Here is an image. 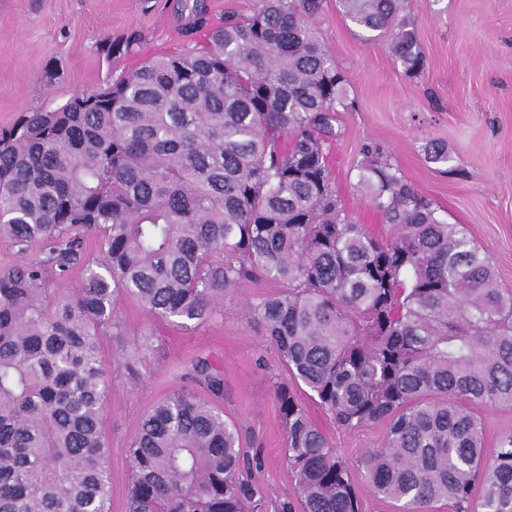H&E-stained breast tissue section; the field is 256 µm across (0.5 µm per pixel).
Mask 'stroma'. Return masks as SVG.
Returning <instances> with one entry per match:
<instances>
[{"label":"stroma","mask_w":512,"mask_h":512,"mask_svg":"<svg viewBox=\"0 0 512 512\" xmlns=\"http://www.w3.org/2000/svg\"><path fill=\"white\" fill-rule=\"evenodd\" d=\"M184 0H0V132L28 112L54 109L73 95L101 90L144 63L206 45L225 16L246 18L261 0H202L206 26L186 31ZM426 67L405 74L386 37L356 27L337 0H321L310 22L346 77L348 110L336 115L328 164L346 211L376 236L389 228L355 165L363 144H379L448 223L464 225L488 257L500 287L512 290V0H405ZM136 35L132 49L105 55L106 41ZM446 145L451 160H426V142ZM268 281L225 292L210 321L179 326L136 299L114 304L118 334L101 351L109 370L103 410L111 493L108 512H125L131 477L128 445L147 411L180 389L200 391L240 430L241 456L265 493L260 512L294 499L275 382L288 373L266 340L251 305L278 292ZM224 379V392L200 390L197 360ZM310 418L350 465L362 512H399L377 496L361 461L382 447L384 424L338 426L307 389L297 392Z\"/></svg>","instance_id":"obj_1"}]
</instances>
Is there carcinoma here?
Here are the masks:
<instances>
[{
  "instance_id": "1",
  "label": "carcinoma",
  "mask_w": 512,
  "mask_h": 512,
  "mask_svg": "<svg viewBox=\"0 0 512 512\" xmlns=\"http://www.w3.org/2000/svg\"><path fill=\"white\" fill-rule=\"evenodd\" d=\"M425 67L403 0H339ZM319 0H261L207 45L152 60L0 134V512H108L100 340L122 292L154 316L205 323L224 291L282 287L252 307L295 383L337 424L386 425L365 477L408 512H512V435L484 455L474 409L512 405V290L461 224L420 198L380 145L356 165L392 236L346 212L327 160L346 79L309 22ZM433 163L449 161L437 142ZM95 238L99 255L89 254ZM40 247V256L27 259ZM86 273L70 297L49 275ZM210 363L209 391H223ZM303 512H361L348 463L288 380L274 384ZM125 512H245L239 434L191 391L144 417Z\"/></svg>"
}]
</instances>
